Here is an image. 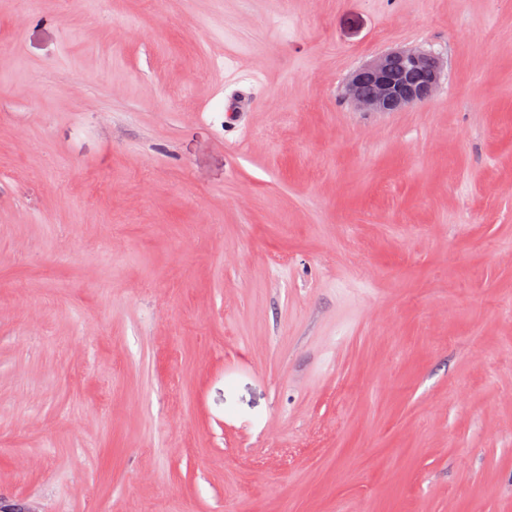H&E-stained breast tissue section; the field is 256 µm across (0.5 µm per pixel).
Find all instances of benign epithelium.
<instances>
[{
    "label": "benign epithelium",
    "instance_id": "obj_1",
    "mask_svg": "<svg viewBox=\"0 0 512 512\" xmlns=\"http://www.w3.org/2000/svg\"><path fill=\"white\" fill-rule=\"evenodd\" d=\"M447 63L419 49H394L357 68L343 96L360 112H400L431 101L439 90ZM368 84L371 91L363 92Z\"/></svg>",
    "mask_w": 512,
    "mask_h": 512
}]
</instances>
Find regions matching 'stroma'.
I'll return each instance as SVG.
<instances>
[{"instance_id":"1","label":"stroma","mask_w":512,"mask_h":512,"mask_svg":"<svg viewBox=\"0 0 512 512\" xmlns=\"http://www.w3.org/2000/svg\"><path fill=\"white\" fill-rule=\"evenodd\" d=\"M511 296L512 0H0V504L512 512ZM446 66L441 57L431 52L390 50L357 68L347 79L343 96L360 112H400L431 101ZM364 84L370 85L369 93L363 92Z\"/></svg>"}]
</instances>
